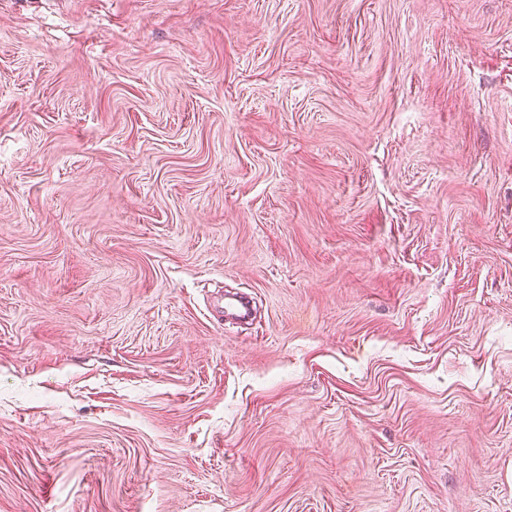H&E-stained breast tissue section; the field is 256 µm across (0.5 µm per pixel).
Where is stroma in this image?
<instances>
[{
	"mask_svg": "<svg viewBox=\"0 0 512 512\" xmlns=\"http://www.w3.org/2000/svg\"><path fill=\"white\" fill-rule=\"evenodd\" d=\"M0 512H512V0H0ZM254 306L250 299L237 295L228 296L224 303L226 319L236 323H248L252 320Z\"/></svg>",
	"mask_w": 512,
	"mask_h": 512,
	"instance_id": "obj_1",
	"label": "stroma"
}]
</instances>
